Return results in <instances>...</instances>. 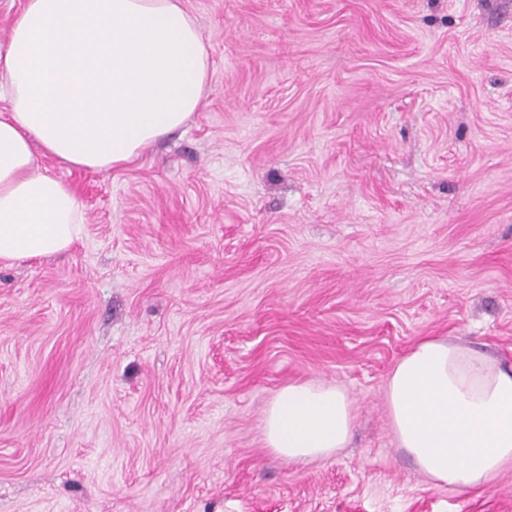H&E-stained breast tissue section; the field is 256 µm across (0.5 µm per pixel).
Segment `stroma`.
Listing matches in <instances>:
<instances>
[{"label":"stroma","mask_w":512,"mask_h":512,"mask_svg":"<svg viewBox=\"0 0 512 512\" xmlns=\"http://www.w3.org/2000/svg\"><path fill=\"white\" fill-rule=\"evenodd\" d=\"M212 61L185 128L0 268V512H512L432 486L384 386L426 336L512 365V0H185ZM341 386L347 448L263 411ZM353 419V404L340 386L291 383L280 388L265 408L264 440L285 461H315L346 447Z\"/></svg>","instance_id":"35a3bbf8"}]
</instances>
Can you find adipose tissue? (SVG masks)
I'll return each mask as SVG.
<instances>
[{"instance_id":"obj_1","label":"adipose tissue","mask_w":512,"mask_h":512,"mask_svg":"<svg viewBox=\"0 0 512 512\" xmlns=\"http://www.w3.org/2000/svg\"><path fill=\"white\" fill-rule=\"evenodd\" d=\"M210 62L184 0H25L0 49V267L56 255L85 230L69 184L40 156L90 171L139 159L186 125ZM384 399L400 448L436 487L481 491L512 466V367L449 339H420ZM354 409L325 383L280 388L263 415L267 448L288 462L349 442Z\"/></svg>"}]
</instances>
